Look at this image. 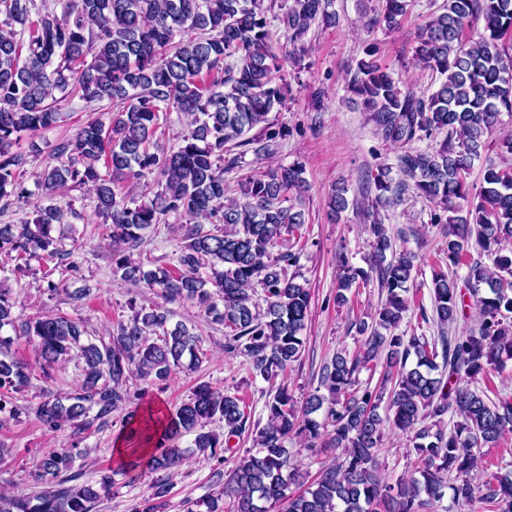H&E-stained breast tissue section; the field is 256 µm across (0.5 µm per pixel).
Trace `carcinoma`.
Masks as SVG:
<instances>
[{"label":"carcinoma","instance_id":"carcinoma-1","mask_svg":"<svg viewBox=\"0 0 512 512\" xmlns=\"http://www.w3.org/2000/svg\"><path fill=\"white\" fill-rule=\"evenodd\" d=\"M375 23L399 27L411 0H381ZM331 0H290L277 16L284 34L301 41L315 23L336 25ZM34 0H0V210L32 208L22 224H0V260L57 259L72 252L53 236L65 220L57 197L70 186H89L96 197L103 244L112 248V275L163 300L149 307L132 298V315L106 336L84 338L78 318L40 313L26 319L20 335L35 343L43 365L82 361L80 391L19 406L15 394L30 381L28 364L9 357L14 338L0 335V416L31 413L52 431L72 425L106 427L114 413L132 403L130 380L164 381L176 368L202 362L201 341L183 323L168 326L170 303L194 301L211 322L224 326V352L249 361L253 375L266 381L285 374L304 346L303 331L311 292L301 274L287 275L299 256L289 237L305 224L304 212L289 203L288 192L306 191L303 167L278 166L241 183L243 200L224 199V154L258 145L269 153L285 136L270 114L283 105L288 84L282 59L261 0H64L61 13L47 5L31 19ZM21 30H16L15 25ZM482 28L477 38L467 30ZM195 32L186 39L183 34ZM28 43H23V37ZM348 81L368 121L386 141L402 149L398 168L408 181H393L389 168L371 175L372 207L412 188L439 208L432 221L447 225L444 254L456 267L474 246L492 258L467 265L461 280L439 270L431 280L434 312L442 325L467 317L476 324L464 336L438 337L397 332L408 311V283L417 255L398 251L385 225H370L371 271L349 264L340 253L336 304L350 302L375 273L384 302L356 321L364 336L359 350H342L323 367L320 388L295 409L288 386L280 384L265 408L267 420L255 429L253 448L236 459L216 494L187 512H426L433 500L453 491L469 502L479 488L469 474L478 465L474 448L512 432V402L495 403L469 387V380L512 360V167L488 165L479 201L468 202L467 175L486 140L512 115V0H444L418 35L416 58L440 75L426 98L399 88L378 63L376 47L365 50ZM73 90L91 106L118 103L109 123L91 118L52 148L56 164L39 176L42 193L32 202L24 186L27 157L10 148L24 136L55 127L62 113L48 103L54 92ZM176 111L188 120V133L175 150L156 137L159 121ZM258 130L249 136L252 130ZM445 134L438 148L419 151L412 144ZM106 174H101L99 165ZM158 178L160 190L147 202L122 189L128 178ZM466 211L461 216L459 212ZM175 214L187 220V244L177 269H147L134 251L143 231ZM214 225L204 230L199 221ZM283 246L274 254L271 249ZM210 274L203 275V270ZM12 289L0 285V330L16 328ZM442 359L437 363L436 359ZM383 364L379 387L357 390L362 370ZM454 418L445 429V416ZM224 422L225 439L207 426ZM125 418L130 454L149 451L148 465L160 474L152 494L135 512H159L174 469L189 454L216 457L231 449L244 430L241 399L198 384L189 398L154 427H131ZM389 425L405 433L421 460L410 477L391 484L375 450ZM194 434L190 446L179 440ZM325 439L342 450L337 463L310 481L293 462L288 442ZM83 451L77 445L52 448L29 473L33 495L0 490V512H92L112 493V475L98 485H68ZM454 477V484L448 478ZM481 495L492 512H512V469L495 477ZM205 510H200V507Z\"/></svg>","mask_w":512,"mask_h":512}]
</instances>
